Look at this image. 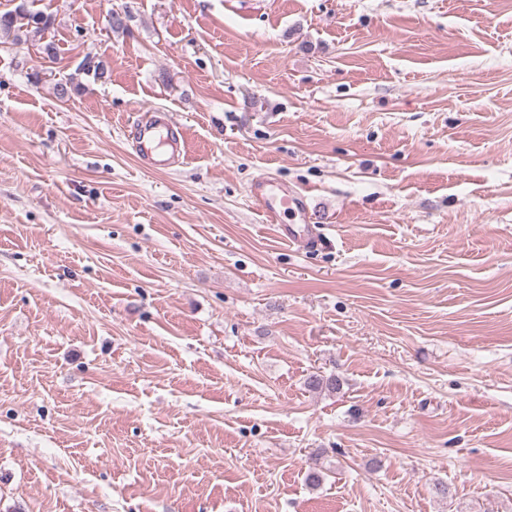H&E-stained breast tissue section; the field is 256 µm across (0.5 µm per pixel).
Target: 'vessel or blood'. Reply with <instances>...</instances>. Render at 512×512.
Returning <instances> with one entry per match:
<instances>
[{"label": "vessel or blood", "mask_w": 512, "mask_h": 512, "mask_svg": "<svg viewBox=\"0 0 512 512\" xmlns=\"http://www.w3.org/2000/svg\"><path fill=\"white\" fill-rule=\"evenodd\" d=\"M133 137L143 156L158 169L168 168L175 155L181 154L183 134L169 114L155 112L140 119L132 129ZM254 193L265 212L278 215L280 210L308 215L309 209L300 195L280 189L265 181H257Z\"/></svg>", "instance_id": "obj_1"}]
</instances>
